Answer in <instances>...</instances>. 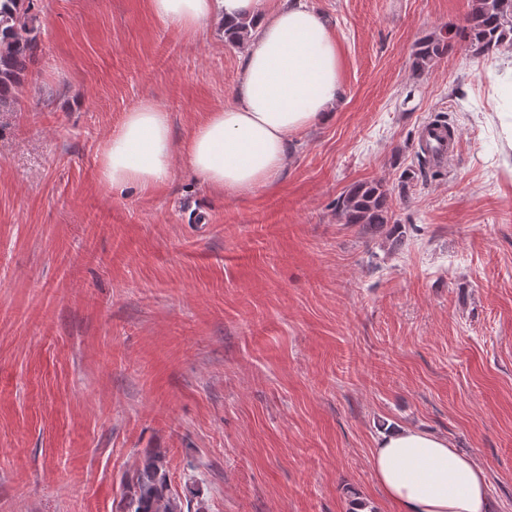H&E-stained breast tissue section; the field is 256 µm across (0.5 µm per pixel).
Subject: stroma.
<instances>
[{"instance_id":"35a3bbf8","label":"stroma","mask_w":512,"mask_h":512,"mask_svg":"<svg viewBox=\"0 0 512 512\" xmlns=\"http://www.w3.org/2000/svg\"><path fill=\"white\" fill-rule=\"evenodd\" d=\"M306 4L342 98L274 187L239 197L183 145L231 99L242 48L147 0H35L39 55L0 112V512H121L153 449L204 512H389L370 457L395 426L448 438L486 470L489 512H512V58L461 36L472 0ZM144 100L169 114L173 175L112 189L101 146ZM439 117L457 152L399 188ZM374 181L410 228L399 248L336 213ZM448 48L447 37L443 35H432L424 39L418 45L415 53L414 65L416 68L421 69L431 63L435 58L443 54Z\"/></svg>"}]
</instances>
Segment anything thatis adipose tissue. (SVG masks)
<instances>
[{
  "label": "adipose tissue",
  "instance_id": "obj_1",
  "mask_svg": "<svg viewBox=\"0 0 512 512\" xmlns=\"http://www.w3.org/2000/svg\"><path fill=\"white\" fill-rule=\"evenodd\" d=\"M151 13L188 33L219 20H252L230 104L209 113L184 145L192 171L212 190L248 195L285 170L292 135L329 120L340 99L336 38L305 0H149ZM174 152L168 112L146 101L127 112L100 151L110 187L153 189L169 180ZM376 483L395 512H488L487 474L447 438L401 428L377 439Z\"/></svg>",
  "mask_w": 512,
  "mask_h": 512
}]
</instances>
